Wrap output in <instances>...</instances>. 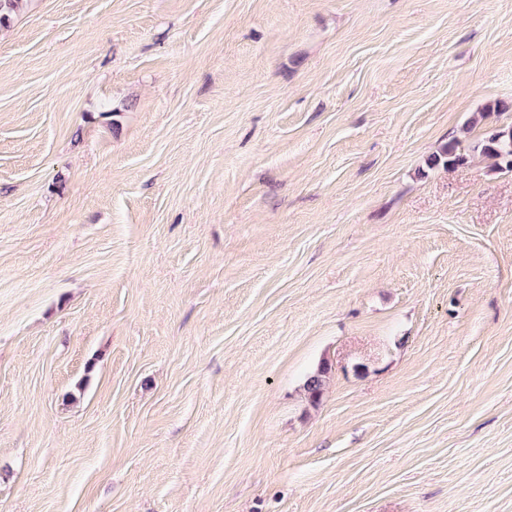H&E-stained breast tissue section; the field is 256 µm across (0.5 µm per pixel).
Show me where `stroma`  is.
I'll return each mask as SVG.
<instances>
[{
  "instance_id": "35a3bbf8",
  "label": "stroma",
  "mask_w": 512,
  "mask_h": 512,
  "mask_svg": "<svg viewBox=\"0 0 512 512\" xmlns=\"http://www.w3.org/2000/svg\"><path fill=\"white\" fill-rule=\"evenodd\" d=\"M499 100L512 0H28L0 512H512ZM481 152L493 161L494 170L512 172L511 127L488 130L481 144ZM329 372V365L327 363H323L306 379L304 390L307 393L308 399L311 403L316 404L320 401Z\"/></svg>"
}]
</instances>
